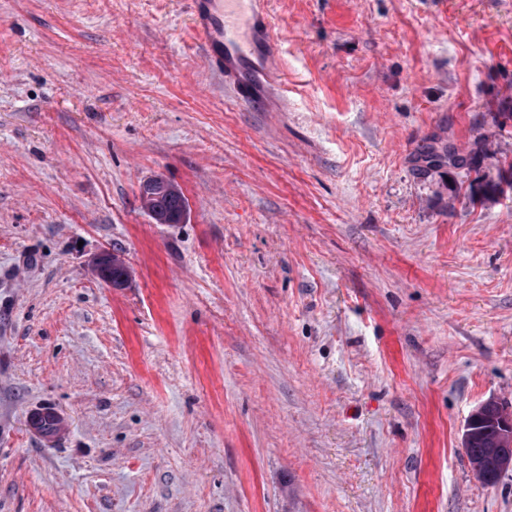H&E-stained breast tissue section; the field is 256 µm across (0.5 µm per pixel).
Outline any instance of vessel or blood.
<instances>
[{
    "label": "vessel or blood",
    "instance_id": "1",
    "mask_svg": "<svg viewBox=\"0 0 512 512\" xmlns=\"http://www.w3.org/2000/svg\"><path fill=\"white\" fill-rule=\"evenodd\" d=\"M191 20L209 68L242 99L265 96L278 50L262 0H189ZM28 431L52 444L71 431L68 417L49 405L28 411Z\"/></svg>",
    "mask_w": 512,
    "mask_h": 512
}]
</instances>
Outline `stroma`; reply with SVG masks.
Instances as JSON below:
<instances>
[{"instance_id":"stroma-1","label":"stroma","mask_w":512,"mask_h":512,"mask_svg":"<svg viewBox=\"0 0 512 512\" xmlns=\"http://www.w3.org/2000/svg\"><path fill=\"white\" fill-rule=\"evenodd\" d=\"M267 2L243 103L188 0H0V512H512L461 445L512 411V191L415 163L512 162V0ZM450 150L444 148L442 152L435 150L433 146L424 147L419 153V159L426 163L425 167L420 168L421 172H427L448 164V167L464 172L467 176L470 171L477 169L481 164V155L476 152L468 154L460 153L457 148L448 142ZM503 169L504 167L498 168L497 180L488 178L476 185L470 183V194L473 196L480 194L484 198H494L504 192L503 184H505L509 190H512V178L510 177V180L506 179L503 175ZM175 184L163 180L151 179L146 181L140 190L142 208L150 209L154 217L166 219L187 211L188 202L181 189ZM156 215V216H155ZM94 270L100 277H106L108 278V281L110 285L114 288H120L122 287L125 282L127 281V274L123 273L125 270V267L122 263H117L114 267L112 266V252L110 251H103L101 252L94 260L93 262ZM112 270V279L110 276V271ZM122 275V276H121ZM119 277L117 280L112 281L113 277ZM26 422L29 433L48 444L64 439L71 431L68 417L57 408L46 404L28 411Z\"/></svg>"}]
</instances>
